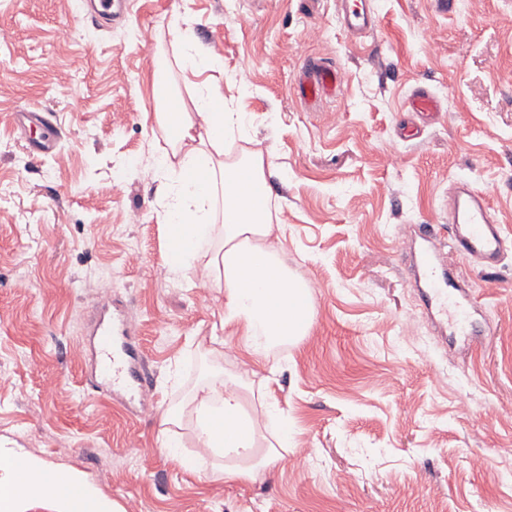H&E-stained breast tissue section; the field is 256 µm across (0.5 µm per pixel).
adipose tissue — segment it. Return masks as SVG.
Segmentation results:
<instances>
[{
	"mask_svg": "<svg viewBox=\"0 0 512 512\" xmlns=\"http://www.w3.org/2000/svg\"><path fill=\"white\" fill-rule=\"evenodd\" d=\"M195 94L194 111L155 115L160 130L172 133L171 153L154 167L168 194L166 270L178 279L203 267L221 294L225 326L240 331L248 355L262 362L306 335L312 294L290 278L270 244L280 227L270 211L268 157L257 151L224 158V142L243 134L246 113L225 106L208 83L196 84ZM246 401L243 385L220 372L198 388L191 399L198 450L180 465L195 470L205 457L220 458L225 480L236 482L255 480L259 468L276 465L293 431L281 426L273 447H266L262 428L276 419V407L265 403L250 414ZM36 498L51 499L55 512H122L77 474L0 445V512H24Z\"/></svg>",
	"mask_w": 512,
	"mask_h": 512,
	"instance_id": "1",
	"label": "adipose tissue"
}]
</instances>
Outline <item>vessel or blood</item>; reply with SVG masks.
I'll return each instance as SVG.
<instances>
[{"label": "vessel or blood", "mask_w": 512, "mask_h": 512, "mask_svg": "<svg viewBox=\"0 0 512 512\" xmlns=\"http://www.w3.org/2000/svg\"><path fill=\"white\" fill-rule=\"evenodd\" d=\"M372 0H340L339 21L344 32L354 39L365 37L377 24ZM343 76L335 67L321 63L308 66L296 85L298 95L307 101L336 98L342 91ZM408 111L429 119L441 111L439 99L420 86L409 97ZM21 127L36 126L38 137L29 142L31 152H51L57 141L54 127L44 113L27 111L19 117ZM448 242L438 245L434 225L417 224L404 238V253L415 256V282L425 311H432L451 326H465L472 295L458 288L452 270L457 260H465L487 274H495L508 247L498 219L482 191L470 182L457 181L448 191ZM89 334L96 356L92 381H101L132 393H145L152 384L151 374L129 330L111 318L96 319Z\"/></svg>", "instance_id": "obj_1"}]
</instances>
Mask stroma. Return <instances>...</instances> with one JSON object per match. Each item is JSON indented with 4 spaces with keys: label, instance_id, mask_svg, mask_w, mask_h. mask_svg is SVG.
<instances>
[{
    "label": "stroma",
    "instance_id": "stroma-1",
    "mask_svg": "<svg viewBox=\"0 0 512 512\" xmlns=\"http://www.w3.org/2000/svg\"><path fill=\"white\" fill-rule=\"evenodd\" d=\"M373 7L375 32L353 40L336 0H132L119 24L89 0H0L14 31L0 44V442L79 472L124 512H512V252L490 277L456 266L490 325L468 346L422 313L400 249L409 226L447 224L458 180L487 195L512 240V0ZM182 36L213 60L204 80L250 117L225 157L271 155L277 255L313 289L308 335L265 367L224 327L216 288L166 274L152 170L170 145L153 88L193 111ZM312 61L340 69V96L296 95ZM419 86L443 111L404 140ZM27 110L56 126L51 153L30 152L16 126ZM128 159L140 166L116 183ZM108 301L150 365L141 416L86 381L87 326ZM221 370L267 387L294 430L253 482L186 470L159 446L162 414L180 405L195 452L190 393Z\"/></svg>",
    "mask_w": 512,
    "mask_h": 512
}]
</instances>
